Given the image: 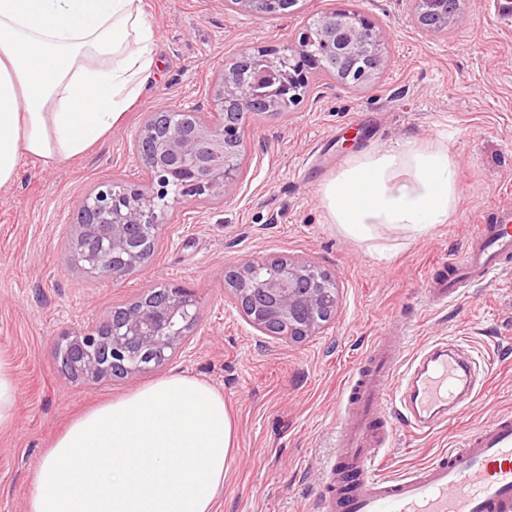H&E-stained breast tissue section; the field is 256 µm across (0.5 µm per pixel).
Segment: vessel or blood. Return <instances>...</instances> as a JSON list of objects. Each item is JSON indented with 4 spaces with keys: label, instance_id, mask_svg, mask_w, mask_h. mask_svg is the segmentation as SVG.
<instances>
[{
    "label": "vessel or blood",
    "instance_id": "obj_1",
    "mask_svg": "<svg viewBox=\"0 0 512 512\" xmlns=\"http://www.w3.org/2000/svg\"><path fill=\"white\" fill-rule=\"evenodd\" d=\"M512 260V205L488 210L456 263L427 290L429 304L488 281ZM474 370L459 345L435 341L413 356L376 337L340 395L336 445L328 466L326 512H512V415L468 433L460 447L422 467L387 475L375 465L399 421L429 431L457 414L474 390Z\"/></svg>",
    "mask_w": 512,
    "mask_h": 512
}]
</instances>
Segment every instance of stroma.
<instances>
[{"label":"stroma","mask_w":512,"mask_h":512,"mask_svg":"<svg viewBox=\"0 0 512 512\" xmlns=\"http://www.w3.org/2000/svg\"><path fill=\"white\" fill-rule=\"evenodd\" d=\"M142 5L156 26L158 67L134 105L84 154L52 168L23 159L17 181L0 188V354L18 388L15 424L0 431V512H26L31 469L75 418L172 373L220 390L235 424L216 512H318L338 453L340 391L374 336H399L410 354L459 340L480 380L467 407L433 431L399 426L381 471L420 467L468 430L512 413V265L448 305L425 299L433 270L460 257L486 208L512 203V28L487 0H464L466 23L442 34L415 23L409 0H298L288 17L272 19L225 9L222 0ZM349 6L389 33L373 82L351 92L314 74L303 103L252 116L236 191L175 209L147 263L121 281L91 277L68 260L64 241L83 197L101 181L144 175L136 140L148 115L207 114L225 59L281 46L317 14ZM410 139L446 147L457 164L462 193L448 223L345 236L328 218L320 185L350 155ZM267 256L309 260L335 277L340 306L322 333L275 340L239 316L224 275ZM168 283L194 292L200 319L167 365L101 381L61 368V333Z\"/></svg>","instance_id":"35a3bbf8"}]
</instances>
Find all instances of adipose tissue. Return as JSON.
Here are the masks:
<instances>
[{"label":"adipose tissue","mask_w":512,"mask_h":512,"mask_svg":"<svg viewBox=\"0 0 512 512\" xmlns=\"http://www.w3.org/2000/svg\"><path fill=\"white\" fill-rule=\"evenodd\" d=\"M141 0H0V187L23 158L54 167L111 132L155 67ZM461 196L448 150L407 141L350 158L320 189L332 223H447ZM224 395L171 374L74 419L33 469L27 512H214L235 447Z\"/></svg>","instance_id":"obj_1"}]
</instances>
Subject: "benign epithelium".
<instances>
[{
    "label": "benign epithelium",
    "instance_id": "obj_1",
    "mask_svg": "<svg viewBox=\"0 0 512 512\" xmlns=\"http://www.w3.org/2000/svg\"><path fill=\"white\" fill-rule=\"evenodd\" d=\"M296 0H224V5L258 17L290 14ZM415 22L435 31L465 21L461 0H411ZM387 31L361 13L338 9L301 27L281 47H262L224 61L206 118L173 110L150 119L137 140L146 169L140 181L100 183L81 201L82 223L69 232L71 258L97 278L118 280L147 261L150 239L167 224L170 210L189 201H222L238 185L242 166L218 163L233 152L247 118L281 112L309 94L308 74L321 72L351 89L367 84L384 59ZM276 85L257 94L238 78L246 64ZM228 290L243 320L269 335L265 324H288L282 337L299 340L319 333L336 315L335 279L308 261L288 257L248 261L227 275ZM199 319L196 295L168 284L146 293L118 316L63 333L56 358L76 380L125 378L158 368L190 338Z\"/></svg>",
    "mask_w": 512,
    "mask_h": 512
}]
</instances>
